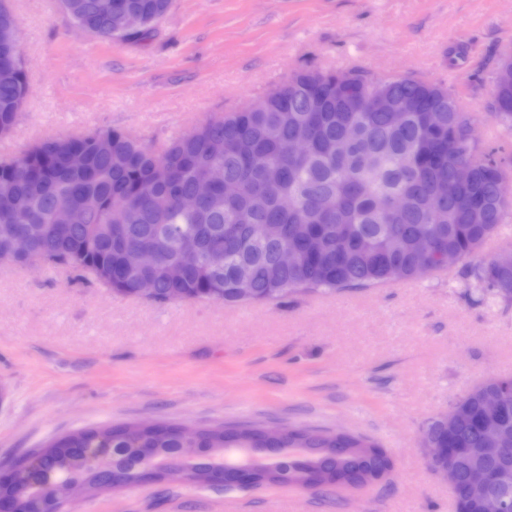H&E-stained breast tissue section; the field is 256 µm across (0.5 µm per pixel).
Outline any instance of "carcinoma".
Here are the masks:
<instances>
[{
  "label": "carcinoma",
  "mask_w": 512,
  "mask_h": 512,
  "mask_svg": "<svg viewBox=\"0 0 512 512\" xmlns=\"http://www.w3.org/2000/svg\"><path fill=\"white\" fill-rule=\"evenodd\" d=\"M134 20L123 32L112 24L109 0H60L76 24L88 23L93 36L107 42H140L156 31L171 0H118ZM28 81L19 53L0 48V135L19 120ZM386 95L411 104L400 126L389 113L375 112L370 98ZM491 109L512 135V81L497 78ZM472 116L461 108L457 93L443 82L411 75H373L358 69L302 70L264 97L228 116L216 115L192 131L171 139L155 153L141 140L119 129L112 147H94L97 131L78 137L49 138L19 158L0 161V259L23 265L28 257L13 250L15 239L29 240L31 255L45 263L89 272L114 292L137 294L140 282L152 284L153 300H202L213 294L224 303H239V281L247 283L251 302H277L306 292L331 293L377 288L436 271L432 259L416 248L419 239L433 250L474 255L512 215V165L473 142ZM307 142V153L291 157L289 139ZM86 156L84 168L66 165L68 154ZM473 168L472 181L459 194L438 197L434 188L451 181L459 165ZM224 168V181L239 192L224 196L216 187L193 210L181 198L195 192L211 167ZM280 170L270 183L265 167ZM398 197L402 209L392 207ZM65 207L69 224L53 222ZM266 225L277 228L264 238ZM298 255L279 265L281 248ZM151 250L156 262L135 264L133 255ZM184 250H195L203 262L179 265ZM224 257V267L208 264ZM466 287L477 299L512 303V266L491 261L467 268ZM485 420L475 394L458 399L457 425L448 434L432 418L422 437L434 448H455L460 461L487 444L478 424ZM248 437L230 436L224 427L188 430L155 423L144 432L122 426L81 429L34 453L44 473L37 480L21 475L11 492L42 500L57 483L89 482L94 492L116 474L129 480L139 470L138 448H154L157 462L188 466L203 475L226 448H249ZM273 448L270 466L283 475L324 465L338 480H349L378 459L289 456L282 441ZM490 491L512 500V456L487 463Z\"/></svg>",
  "instance_id": "1"
}]
</instances>
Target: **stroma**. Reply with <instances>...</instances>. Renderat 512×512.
Instances as JSON below:
<instances>
[{
  "instance_id": "obj_1",
  "label": "stroma",
  "mask_w": 512,
  "mask_h": 512,
  "mask_svg": "<svg viewBox=\"0 0 512 512\" xmlns=\"http://www.w3.org/2000/svg\"><path fill=\"white\" fill-rule=\"evenodd\" d=\"M28 95L0 159L45 137L118 128L162 149L301 70L358 67L457 89L480 147L506 139L488 104L512 54V0H172L155 37L80 33L57 0H9ZM512 248L502 225L474 258L367 290L281 302L159 303L88 273L0 264V470L79 428L250 423L370 437L378 483L324 493L145 482L68 512H456L422 431L471 387L512 377V304L474 301L463 273Z\"/></svg>"
}]
</instances>
